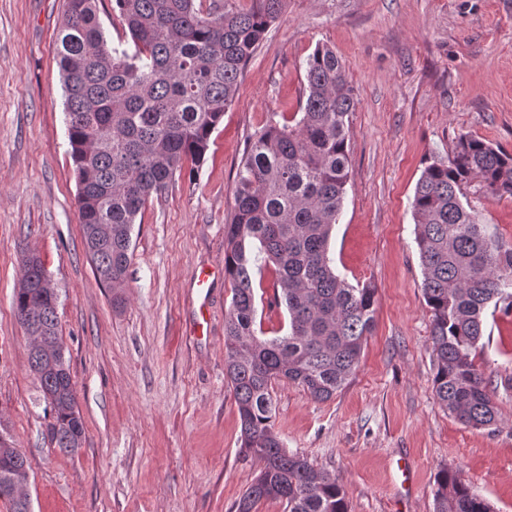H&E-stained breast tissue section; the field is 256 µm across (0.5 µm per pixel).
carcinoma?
Listing matches in <instances>:
<instances>
[{
  "mask_svg": "<svg viewBox=\"0 0 512 512\" xmlns=\"http://www.w3.org/2000/svg\"><path fill=\"white\" fill-rule=\"evenodd\" d=\"M284 0H114L133 45L108 46L97 0H66L57 37L62 108L78 187L82 237L98 280L123 287L133 257L138 214L182 173L198 165L237 92L239 78L278 19ZM307 95L295 124L270 120L238 166L234 207L224 224V275L231 303L224 315V377L232 388L243 452L261 463L237 512L268 499L287 512H349L336 477L283 448L270 389L287 380L328 401L355 373L374 327L376 288L336 273L329 240L350 180V116L356 102L342 59L327 46L305 62ZM474 184L512 198V154L472 135L458 137L448 160L427 164L411 203L431 313L433 386L461 423L498 421L488 382L471 358L489 307L512 311V247L464 206ZM276 273L274 304L288 332L257 335L253 266ZM36 256L23 261L14 312L30 338L60 341L55 288ZM47 400L53 447L73 454L84 424L69 369L30 365ZM25 455L0 437V499L22 512L12 490L27 484ZM434 512H493L461 479L440 471Z\"/></svg>",
  "mask_w": 512,
  "mask_h": 512,
  "instance_id": "carcinoma-1",
  "label": "carcinoma"
}]
</instances>
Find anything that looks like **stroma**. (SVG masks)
<instances>
[{
    "mask_svg": "<svg viewBox=\"0 0 512 512\" xmlns=\"http://www.w3.org/2000/svg\"><path fill=\"white\" fill-rule=\"evenodd\" d=\"M65 9L66 0H0V430L27 457L31 512H236L260 464L241 451L224 378V222L249 141L301 110L305 61L319 45L342 58L357 101L329 256L349 282L375 287V322L331 400L275 384L276 430L289 453L336 476L350 512H434L446 467L496 512H512V314L487 316L472 353L499 420L465 426L433 389L410 207L424 167L451 156L458 136L512 153V0H284L204 162L139 214L118 309L82 238L56 57ZM466 195L512 246V199ZM30 254L59 294L85 429L71 455L46 437L47 403L14 313ZM273 283L272 270L255 272L256 326L268 338L288 327L286 309L269 306Z\"/></svg>",
    "mask_w": 512,
    "mask_h": 512,
    "instance_id": "35a3bbf8",
    "label": "stroma"
}]
</instances>
